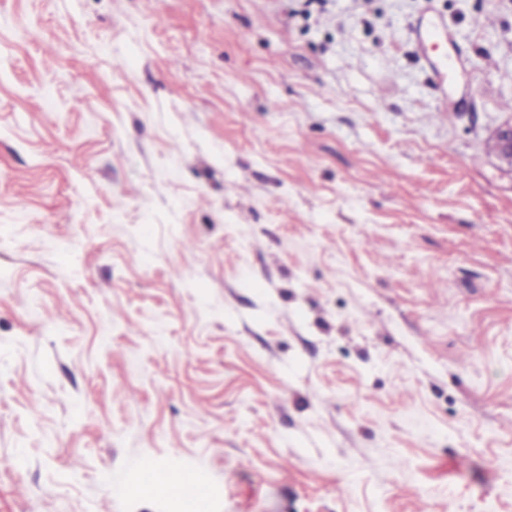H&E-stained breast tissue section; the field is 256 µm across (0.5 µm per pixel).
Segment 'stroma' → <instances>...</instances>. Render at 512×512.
I'll return each mask as SVG.
<instances>
[{
	"mask_svg": "<svg viewBox=\"0 0 512 512\" xmlns=\"http://www.w3.org/2000/svg\"><path fill=\"white\" fill-rule=\"evenodd\" d=\"M510 120L512 0H0V512H512ZM496 154L500 160L512 167V121L501 125L494 133ZM142 476L149 483H166L177 495L190 497L193 502L194 511H206L207 506L205 502L200 500L195 493L201 488H203L206 483L203 475L197 473L187 477L185 480H177L175 482H170L168 479L164 481L160 480L153 470L145 468L143 470Z\"/></svg>",
	"mask_w": 512,
	"mask_h": 512,
	"instance_id": "obj_1",
	"label": "stroma"
}]
</instances>
